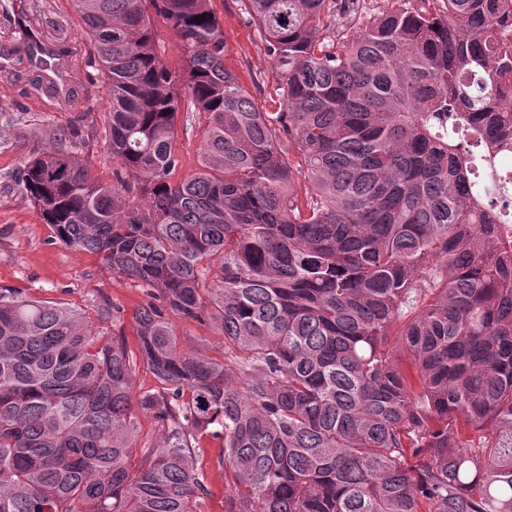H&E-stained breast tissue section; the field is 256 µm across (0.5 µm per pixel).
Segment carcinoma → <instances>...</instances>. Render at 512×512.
I'll return each instance as SVG.
<instances>
[{
  "instance_id": "obj_1",
  "label": "carcinoma",
  "mask_w": 512,
  "mask_h": 512,
  "mask_svg": "<svg viewBox=\"0 0 512 512\" xmlns=\"http://www.w3.org/2000/svg\"><path fill=\"white\" fill-rule=\"evenodd\" d=\"M210 2L73 0L116 183L63 128L14 181L147 300L134 355L0 288V512H201L206 437L234 480L224 512H512V0H407L348 35L358 0L341 18L338 0H238L277 112L225 65ZM0 19L37 35L11 0ZM181 113L205 124L175 182ZM204 312L243 384L179 348L172 316ZM140 361L159 387L135 400ZM141 414L163 433L133 471ZM156 30L160 45L159 49L165 61L170 65H177L181 56L178 41L173 33L163 25L161 20L157 21Z\"/></svg>"
}]
</instances>
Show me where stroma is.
<instances>
[{
  "mask_svg": "<svg viewBox=\"0 0 512 512\" xmlns=\"http://www.w3.org/2000/svg\"><path fill=\"white\" fill-rule=\"evenodd\" d=\"M224 24L226 65L252 91L259 110H269L273 63L265 54L254 27L246 26L237 0H211ZM31 23L41 35L73 51L74 92L57 96L37 81L8 28L0 25V51H7L13 66L0 71V287L63 301L94 315L96 308H118L116 321H95L105 335H123L136 349L135 316L146 299L142 288L115 277L96 255L56 241L50 225L41 222L12 177L24 161L47 151L50 129H70L79 145L78 156L92 174L114 182L117 168L104 148V119L111 104L102 76L86 80L80 63L91 49L84 24L71 0H27ZM180 347L189 353L222 359L224 337L208 318L174 317ZM203 468L211 491L202 512H224L230 479L218 467L221 443L208 440Z\"/></svg>",
  "mask_w": 512,
  "mask_h": 512,
  "instance_id": "1",
  "label": "stroma"
}]
</instances>
